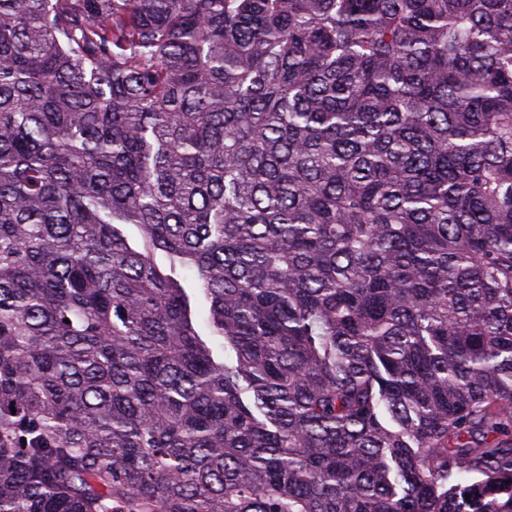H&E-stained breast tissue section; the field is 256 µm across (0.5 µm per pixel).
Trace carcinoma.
<instances>
[{"instance_id":"1","label":"carcinoma","mask_w":512,"mask_h":512,"mask_svg":"<svg viewBox=\"0 0 512 512\" xmlns=\"http://www.w3.org/2000/svg\"><path fill=\"white\" fill-rule=\"evenodd\" d=\"M0 512H512V0H0Z\"/></svg>"}]
</instances>
